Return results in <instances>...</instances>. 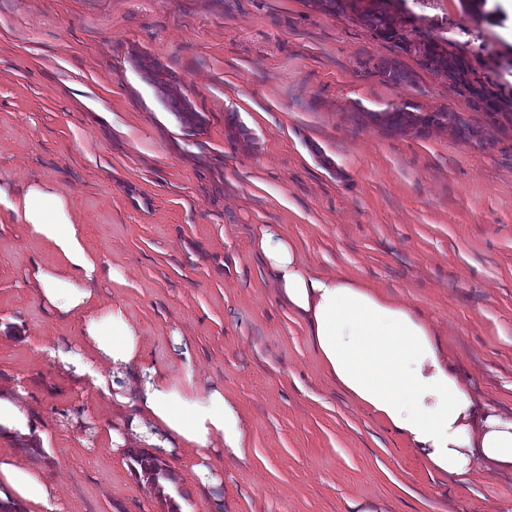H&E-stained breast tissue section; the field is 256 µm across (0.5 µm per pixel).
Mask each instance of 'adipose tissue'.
<instances>
[{
	"label": "adipose tissue",
	"mask_w": 512,
	"mask_h": 512,
	"mask_svg": "<svg viewBox=\"0 0 512 512\" xmlns=\"http://www.w3.org/2000/svg\"><path fill=\"white\" fill-rule=\"evenodd\" d=\"M25 224L48 247L28 284L61 318L83 322L84 354L60 348L47 356L69 375L91 380L117 407L112 446L152 455L180 446L193 453L204 485L220 481L211 451L245 459L248 440L239 413L222 388L198 386L191 372L151 361L122 307L100 309L90 290L104 263L88 250L74 205L47 183L32 182L22 194L0 186V213ZM256 241L275 289L304 320L328 374L352 400L398 431L421 459L450 475L488 468L512 473V413L484 401L443 354L429 323L372 288L336 274L311 271L280 229L261 224ZM44 420L22 399L0 393V438L16 449L0 454V486L23 512H52L56 498L41 471L18 444L40 431Z\"/></svg>",
	"instance_id": "1"
}]
</instances>
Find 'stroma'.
<instances>
[{
    "mask_svg": "<svg viewBox=\"0 0 512 512\" xmlns=\"http://www.w3.org/2000/svg\"><path fill=\"white\" fill-rule=\"evenodd\" d=\"M407 39L464 58L512 113V0H406ZM398 59L392 84L365 64ZM159 64L162 93L146 68ZM201 118L183 124L172 97ZM445 107L453 127L387 131L371 115ZM40 180L71 197L92 283L121 305L149 359L188 343L198 384L223 387L249 442L220 452L205 490L190 452L166 455L169 498L145 507L126 451L101 442L112 400L63 375L42 346L78 350L24 273L47 254L25 225L0 229V385L18 383L47 423L28 454L63 512H512V477L429 468L354 404L277 299L254 244L286 229L315 270L342 274L423 315L477 394L512 412V126L475 107L362 26L311 0H0V184ZM32 343L9 341L14 331Z\"/></svg>",
    "mask_w": 512,
    "mask_h": 512,
    "instance_id": "1",
    "label": "stroma"
}]
</instances>
